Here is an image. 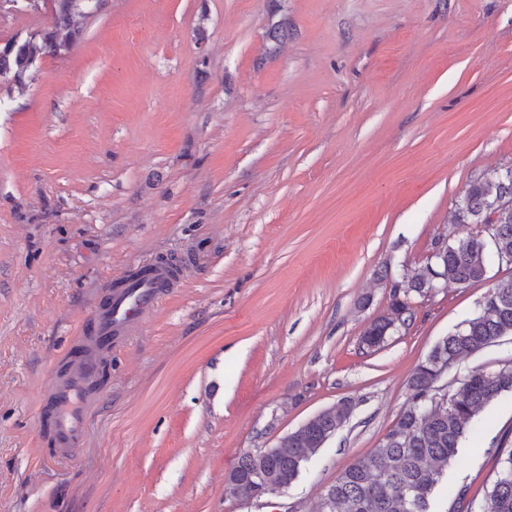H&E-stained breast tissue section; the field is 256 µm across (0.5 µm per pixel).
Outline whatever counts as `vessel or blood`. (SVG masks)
I'll use <instances>...</instances> for the list:
<instances>
[{"mask_svg": "<svg viewBox=\"0 0 512 512\" xmlns=\"http://www.w3.org/2000/svg\"><path fill=\"white\" fill-rule=\"evenodd\" d=\"M181 278V271L157 257L117 279L106 303L96 307L87 334L78 337L69 357L52 367L37 422L54 461H67L84 448L88 419L100 401L105 363L179 286Z\"/></svg>", "mask_w": 512, "mask_h": 512, "instance_id": "obj_1", "label": "vessel or blood"}]
</instances>
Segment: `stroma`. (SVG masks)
Here are the masks:
<instances>
[{
  "label": "stroma",
  "mask_w": 512,
  "mask_h": 512,
  "mask_svg": "<svg viewBox=\"0 0 512 512\" xmlns=\"http://www.w3.org/2000/svg\"><path fill=\"white\" fill-rule=\"evenodd\" d=\"M49 9L0 5V45ZM283 26L284 39L268 34ZM512 166V0H90L69 53L0 77V512H319L396 423L415 367L512 267L411 296L361 337L471 181ZM184 278L112 353L73 459L35 428L56 358L140 261ZM350 399L283 498L230 495L244 452ZM448 482L482 498L512 394Z\"/></svg>",
  "instance_id": "stroma-1"
}]
</instances>
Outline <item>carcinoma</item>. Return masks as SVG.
<instances>
[{
  "label": "carcinoma",
  "mask_w": 512,
  "mask_h": 512,
  "mask_svg": "<svg viewBox=\"0 0 512 512\" xmlns=\"http://www.w3.org/2000/svg\"><path fill=\"white\" fill-rule=\"evenodd\" d=\"M86 0H51L52 26L39 39L11 41L0 47V77L23 84L36 63L68 50L80 32ZM455 219L463 224H492V239L476 235L448 244L430 258L433 276L407 274L393 288L388 314L370 325L362 344L379 347L402 322L413 318L408 298L425 296L436 281L474 287L486 280L490 262L512 257V167L472 181L456 204ZM512 336V277L499 280L479 302L477 311L432 349L448 368L464 356L476 355ZM439 367L422 361L408 380L409 399L397 422L376 448L354 460L328 486L320 512H450L467 488L448 489V467L462 442L481 425V412L512 393V359L490 370H476L448 385L445 405L434 404L433 382ZM351 411L339 403L320 412L271 449L243 453L227 477L229 493L245 497L261 490L269 498L297 480L306 465L349 420ZM495 457L493 475L481 500H469L468 512H512V444L505 439L489 448Z\"/></svg>",
  "instance_id": "carcinoma-1"
}]
</instances>
